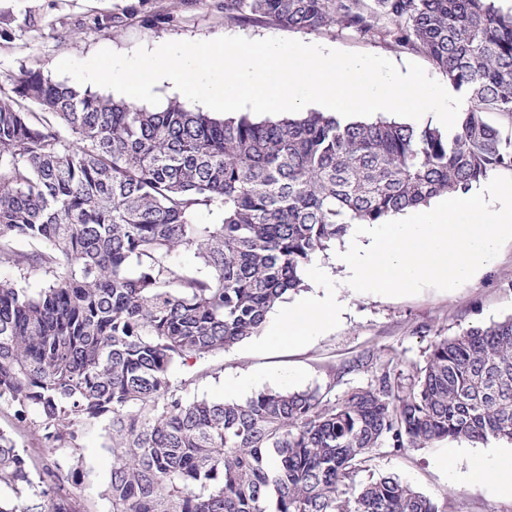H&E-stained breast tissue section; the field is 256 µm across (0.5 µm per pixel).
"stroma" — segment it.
Returning <instances> with one entry per match:
<instances>
[{"label": "stroma", "instance_id": "1", "mask_svg": "<svg viewBox=\"0 0 512 512\" xmlns=\"http://www.w3.org/2000/svg\"><path fill=\"white\" fill-rule=\"evenodd\" d=\"M221 36L295 39L381 56L401 69L415 62L438 82L447 80L424 55L345 31H299L274 23L235 21L225 17L222 0H0V98L11 97L12 78L26 71L58 80L55 67L65 58L85 61L103 48L129 54L140 46L151 49L167 41ZM346 246L342 240L317 255L304 278L305 292H313L320 283L342 302L334 325L311 332L299 344L270 346L266 333H258L223 352L176 364L170 372L173 384L211 400H243L266 389L315 388L340 399L373 385L379 363L389 364L402 384H410L434 341L512 316V241L503 245L491 267L456 290L427 288L405 297L353 291L347 272L333 262ZM247 376L254 379L249 388L227 391L229 382ZM78 443L92 471L83 494L94 512H108L109 504L99 492L111 472L112 456L100 431L81 432ZM474 453L485 454L495 464L512 455V443L445 440L398 454L380 448L354 482L360 485L392 475L433 501L448 504V512H512L511 494L488 482L449 487L434 464L444 454L462 463Z\"/></svg>", "mask_w": 512, "mask_h": 512}]
</instances>
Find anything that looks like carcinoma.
<instances>
[{"instance_id": "1", "label": "carcinoma", "mask_w": 512, "mask_h": 512, "mask_svg": "<svg viewBox=\"0 0 512 512\" xmlns=\"http://www.w3.org/2000/svg\"><path fill=\"white\" fill-rule=\"evenodd\" d=\"M224 15L422 54L468 106L446 132L317 111L257 122L13 79L39 111L0 101V264L17 271L0 280V407L45 452L0 429V512H91L82 429L112 455L110 512H446L391 475L348 489L377 448L512 442V317L435 341L407 386L382 367L337 402L172 384L175 363L258 334L353 225L512 171V131L487 120L512 115V13L493 0H224ZM0 426L11 428L18 448H26L34 452L45 448L44 441L31 435L27 425L15 419L14 412L11 409L5 407L0 411Z\"/></svg>"}]
</instances>
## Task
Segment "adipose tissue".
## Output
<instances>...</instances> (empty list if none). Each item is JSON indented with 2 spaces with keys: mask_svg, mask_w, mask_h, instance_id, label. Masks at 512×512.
<instances>
[{
  "mask_svg": "<svg viewBox=\"0 0 512 512\" xmlns=\"http://www.w3.org/2000/svg\"><path fill=\"white\" fill-rule=\"evenodd\" d=\"M339 311L335 293L326 290L308 295L283 313L269 340L275 344L302 341L308 332L334 324ZM435 465L446 476L449 486L489 479L501 491L512 494V459L492 468L479 454L470 456L463 466L450 457L442 456L436 459Z\"/></svg>",
  "mask_w": 512,
  "mask_h": 512,
  "instance_id": "1",
  "label": "adipose tissue"
}]
</instances>
